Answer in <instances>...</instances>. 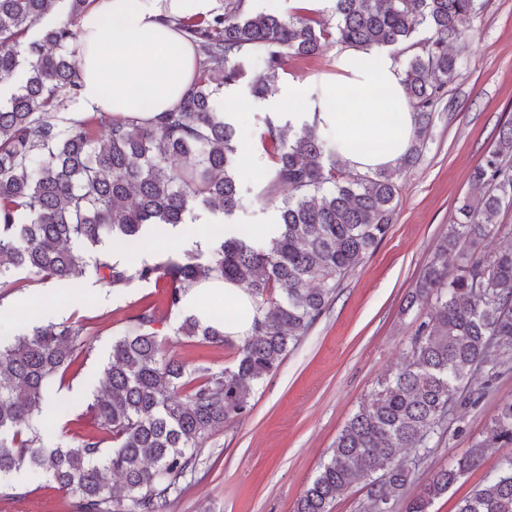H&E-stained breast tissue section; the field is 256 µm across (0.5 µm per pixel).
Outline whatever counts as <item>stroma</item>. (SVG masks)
<instances>
[{"label":"stroma","mask_w":512,"mask_h":512,"mask_svg":"<svg viewBox=\"0 0 512 512\" xmlns=\"http://www.w3.org/2000/svg\"><path fill=\"white\" fill-rule=\"evenodd\" d=\"M449 50L467 57L468 66L449 84L419 161L396 178L399 191L390 232L342 280L335 301L309 336L256 387L249 416L225 423L212 434L182 493L159 512H293L350 416L381 380L409 362L420 313L402 314L404 299L436 240L455 218L484 152L497 140L501 126L512 121V0H483L464 39ZM233 89L241 104L233 121L241 134L259 142L265 107L250 96L247 80ZM270 160L269 152L261 151L251 162L252 170L267 169ZM251 172L241 177V205L231 218L197 208L184 227L152 240L146 248L148 263L194 250L192 234L201 224L226 219L252 226L275 223V211L256 196ZM16 276L23 286L11 293V300L30 301L54 322L88 321L94 330L81 370L54 387L58 394L78 393V400L42 428L48 446L75 445L86 432L87 399L99 385L113 339L139 305L161 301L162 286L137 282L116 292L90 269L76 291L65 293L27 272L17 271ZM181 320L175 312L159 326L166 354L216 370L234 364L235 348L188 345L175 333ZM508 399L512 364L502 368L478 403L455 406L434 453L416 464L408 495H415L434 471L465 454L498 405ZM501 456L500 449H489L481 465L437 500L432 512H455L461 499L497 473ZM15 486L17 495L0 497V512H68V495L49 481L25 478Z\"/></svg>","instance_id":"1"}]
</instances>
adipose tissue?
<instances>
[{
    "mask_svg": "<svg viewBox=\"0 0 512 512\" xmlns=\"http://www.w3.org/2000/svg\"><path fill=\"white\" fill-rule=\"evenodd\" d=\"M210 0H93L79 19L75 58L80 96L92 110L149 121L172 109L188 89L194 57L190 44L169 24L175 15H203ZM354 47L336 49L329 72L289 80L293 128L314 118L332 137L353 170L395 169L415 135L414 114L399 64L379 54L375 66L358 62ZM224 301V334L247 336L255 316L250 295L239 286L210 280L193 286L182 311L212 320L209 299Z\"/></svg>",
    "mask_w": 512,
    "mask_h": 512,
    "instance_id": "1",
    "label": "adipose tissue"
}]
</instances>
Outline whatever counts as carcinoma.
I'll use <instances>...</instances> for the list:
<instances>
[{"instance_id":"1","label":"carcinoma","mask_w":512,"mask_h":512,"mask_svg":"<svg viewBox=\"0 0 512 512\" xmlns=\"http://www.w3.org/2000/svg\"><path fill=\"white\" fill-rule=\"evenodd\" d=\"M55 2L0 0V289L15 287L10 277L18 269L74 282L85 274L87 252L107 242L141 248L146 228L184 224L199 206L231 216L240 203V132L219 94L257 57L264 70L248 86L253 98L264 99L291 55H320L333 44L370 51L411 42L420 52L403 70L416 131L400 168L412 166L464 66L448 43L463 37V24L480 9V0H331L329 25L299 10L252 15L245 0H224L221 12L172 17L168 22L193 47L195 71L173 110L142 123L59 112L62 94L78 95L72 43L90 0H62L66 22L51 18ZM261 140L273 149V165L258 178V198L276 209L281 229L268 246L232 235L212 239L205 254L138 268L95 264L98 280L117 291L135 281L164 282L171 313L202 281L243 288L257 315L234 366L214 371L165 356L158 309L143 303L112 341L101 386L87 404L92 431L74 446L48 447L40 424L62 411L50 389L79 367L92 333L81 320L28 321L21 334L0 342V476L29 466L71 494L70 512H158L181 490L212 432L250 413L254 387L310 333L341 280L387 236L398 193L395 169L368 175L340 168L316 114L297 131L269 115ZM511 206L509 123L476 167L458 217L407 299V312L430 302L411 337L410 361L347 420L294 512H331L336 495L361 482L375 505L403 500L404 512H431L489 449L512 447L510 399L465 455L404 500L411 472L401 452L429 456L472 371L483 370L489 383L512 359V249L490 256L479 249ZM450 256L457 258L452 274ZM177 334L196 347L225 343L218 320L202 324L187 315ZM101 432L112 439L106 451ZM114 475L122 480L119 491ZM456 512H512V453Z\"/></svg>"}]
</instances>
